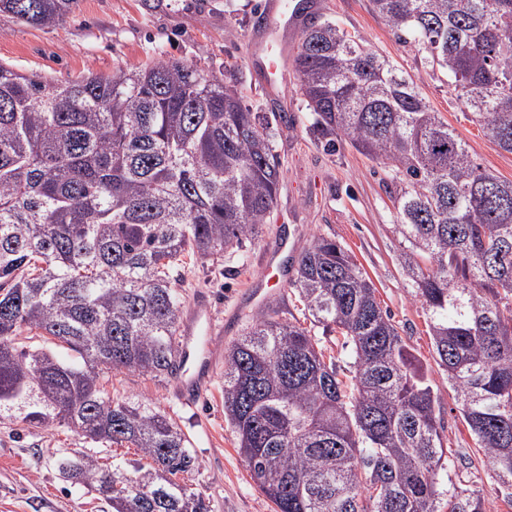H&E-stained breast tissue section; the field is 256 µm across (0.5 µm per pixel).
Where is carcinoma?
Returning <instances> with one entry per match:
<instances>
[{"instance_id": "carcinoma-1", "label": "carcinoma", "mask_w": 512, "mask_h": 512, "mask_svg": "<svg viewBox=\"0 0 512 512\" xmlns=\"http://www.w3.org/2000/svg\"><path fill=\"white\" fill-rule=\"evenodd\" d=\"M76 2L0 0V14L52 27ZM370 2L512 153V0ZM310 27L295 63L318 139L402 175L394 230L432 358L512 497V181L481 169L390 59L330 20ZM270 125L180 61L64 81L0 62V416L138 449L112 460L110 484L92 455L59 463L112 512H211L177 481L199 463L176 422L100 379L180 370L173 271L261 233L279 186ZM292 286L310 326L271 307L224 352V416L274 512H483L480 491L440 483L436 384L353 256L315 237ZM314 326L343 338L350 382ZM24 330L76 361L16 348Z\"/></svg>"}]
</instances>
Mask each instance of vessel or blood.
Wrapping results in <instances>:
<instances>
[{
  "label": "vessel or blood",
  "mask_w": 512,
  "mask_h": 512,
  "mask_svg": "<svg viewBox=\"0 0 512 512\" xmlns=\"http://www.w3.org/2000/svg\"><path fill=\"white\" fill-rule=\"evenodd\" d=\"M265 25L254 38L256 52H270L280 42V33L297 28L301 23L296 7H284L283 0H266ZM221 330L214 325L206 300H199L182 330L179 358L183 364L178 393L183 401H192L208 386L218 358Z\"/></svg>",
  "instance_id": "b4317fda"
}]
</instances>
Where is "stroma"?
Here are the masks:
<instances>
[{
	"label": "stroma",
	"instance_id": "obj_1",
	"mask_svg": "<svg viewBox=\"0 0 512 512\" xmlns=\"http://www.w3.org/2000/svg\"><path fill=\"white\" fill-rule=\"evenodd\" d=\"M263 0H79L74 13L51 28L28 26L0 15V61L26 72L58 79L161 60L186 62L201 74L234 86L251 111L289 116L272 123L280 162L276 205L254 242L232 257L188 259L178 284L184 308L207 294L212 314L223 324L221 349H228L276 301L282 318L301 317L303 305L287 270L272 298L254 293L262 278L266 251L284 245L299 256L317 236L336 240L355 255L390 311L403 339L424 363H432L427 314L411 297L400 264L394 231L395 198L401 188L390 162L371 159L348 142L327 151L317 140L299 91L294 62H287L284 83L270 87V76L250 57L249 39L261 16ZM325 18L350 36L365 40L416 82L433 109L466 142L475 161L512 180V153L491 144L441 70L427 65L421 52L400 40L388 21L374 13L370 0H325ZM102 384L112 399L145 398L177 423L187 436L199 469L185 475L191 491L202 495L212 512H271L272 505L253 483L236 436L224 417V369L216 367L210 389L194 405L175 396L176 379H152L132 373H108ZM441 397L443 436L458 458L440 471L442 484L480 490L484 512H512L494 472L464 424L455 394L444 378ZM81 453L104 465L113 456L133 458L135 451L92 442L74 427H31L21 416L0 417V512H111L88 486L64 478L57 461Z\"/></svg>",
	"mask_w": 512,
	"mask_h": 512
}]
</instances>
